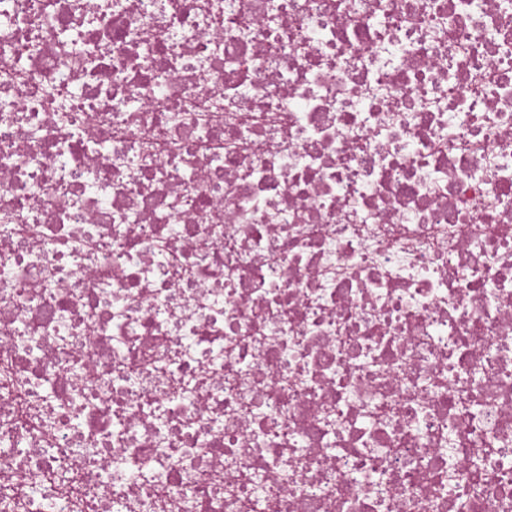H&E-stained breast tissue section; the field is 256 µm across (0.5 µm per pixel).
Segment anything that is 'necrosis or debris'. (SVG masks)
<instances>
[{
    "instance_id": "4bbe7bcc",
    "label": "necrosis or debris",
    "mask_w": 512,
    "mask_h": 512,
    "mask_svg": "<svg viewBox=\"0 0 512 512\" xmlns=\"http://www.w3.org/2000/svg\"><path fill=\"white\" fill-rule=\"evenodd\" d=\"M0 512H512V0H0Z\"/></svg>"
}]
</instances>
